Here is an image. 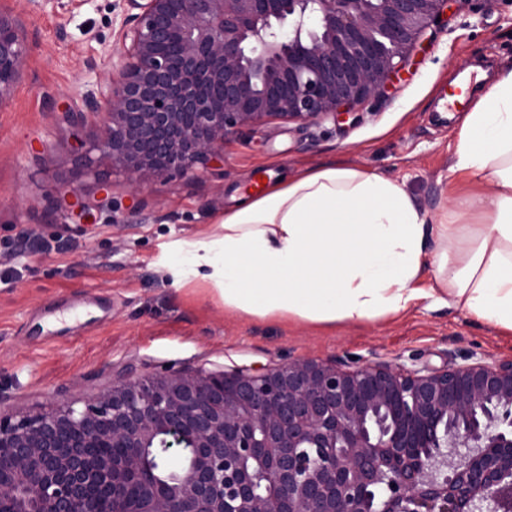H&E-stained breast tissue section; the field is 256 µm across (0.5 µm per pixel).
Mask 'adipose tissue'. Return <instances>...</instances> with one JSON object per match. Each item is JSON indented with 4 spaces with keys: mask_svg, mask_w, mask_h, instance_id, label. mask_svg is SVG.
Returning <instances> with one entry per match:
<instances>
[{
    "mask_svg": "<svg viewBox=\"0 0 512 512\" xmlns=\"http://www.w3.org/2000/svg\"><path fill=\"white\" fill-rule=\"evenodd\" d=\"M450 172L460 186L432 216L403 181L363 167L280 176L214 232L176 242L173 282L210 284L241 317L359 324L426 301L512 333V64L462 112Z\"/></svg>",
    "mask_w": 512,
    "mask_h": 512,
    "instance_id": "obj_1",
    "label": "adipose tissue"
}]
</instances>
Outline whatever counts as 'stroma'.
<instances>
[{
    "label": "stroma",
    "instance_id": "obj_1",
    "mask_svg": "<svg viewBox=\"0 0 512 512\" xmlns=\"http://www.w3.org/2000/svg\"><path fill=\"white\" fill-rule=\"evenodd\" d=\"M13 8L24 20L32 59L0 106V411L90 395L123 377L166 370L275 368L296 359L387 362L417 369L512 357L502 336L465 312L418 305L405 314L324 330L307 323L245 319L225 312L205 284L178 289L165 269L179 240L215 230L235 191L251 192L285 172L347 163L404 181L429 212L448 202V166L459 112L435 109L437 90L466 67L491 70L512 59V5L473 13L457 0L431 27L380 93L339 120L299 127H245L224 143V162L172 174L141 189L107 170L83 179L87 200L109 197L95 223L53 208L78 158L62 106L112 71L117 0ZM94 67H87V60ZM139 209L146 220L129 219Z\"/></svg>",
    "mask_w": 512,
    "mask_h": 512
}]
</instances>
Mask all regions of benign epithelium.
<instances>
[{
	"label": "benign epithelium",
	"mask_w": 512,
	"mask_h": 512,
	"mask_svg": "<svg viewBox=\"0 0 512 512\" xmlns=\"http://www.w3.org/2000/svg\"><path fill=\"white\" fill-rule=\"evenodd\" d=\"M119 2L111 77L62 111L98 128L57 188L81 224L100 205L69 199L93 166L143 187L223 160L244 127L334 119L452 0ZM31 52L0 0V104ZM0 512H512V358L166 370L0 412Z\"/></svg>",
	"instance_id": "7a95c632"
}]
</instances>
